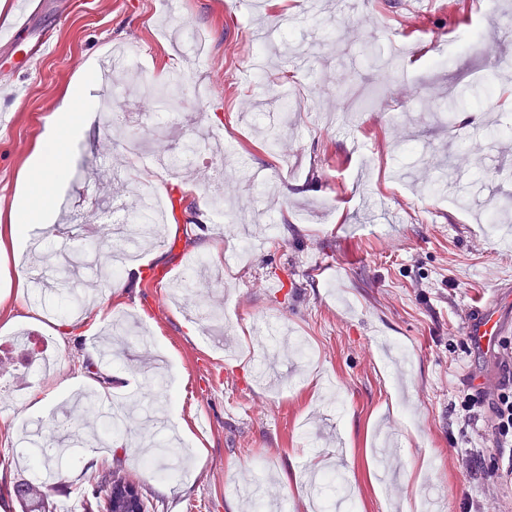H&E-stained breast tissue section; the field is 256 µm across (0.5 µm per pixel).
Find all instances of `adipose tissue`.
<instances>
[{"label": "adipose tissue", "mask_w": 512, "mask_h": 512, "mask_svg": "<svg viewBox=\"0 0 512 512\" xmlns=\"http://www.w3.org/2000/svg\"><path fill=\"white\" fill-rule=\"evenodd\" d=\"M93 108L89 87L82 81L70 87L60 106L49 117L27 173L28 189L16 196L7 223L0 225V249L9 247L15 252H23L28 245V227L32 224L53 232L54 227L41 206V186L46 181L56 190L67 186L66 148L80 138Z\"/></svg>", "instance_id": "adipose-tissue-1"}]
</instances>
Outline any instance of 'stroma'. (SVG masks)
Masks as SVG:
<instances>
[{
  "instance_id": "1",
  "label": "stroma",
  "mask_w": 512,
  "mask_h": 512,
  "mask_svg": "<svg viewBox=\"0 0 512 512\" xmlns=\"http://www.w3.org/2000/svg\"><path fill=\"white\" fill-rule=\"evenodd\" d=\"M71 0L51 55L31 71L0 58V80L27 85L25 99L0 95L14 116L0 128V213L24 185L47 117L84 63L128 57L115 83L111 124L96 119L67 152L68 200L106 205L90 174L113 163L133 198L174 199L144 253L150 270L129 280L115 269L122 243L93 237L88 268L69 312L56 290L19 287L21 266L41 254L72 255L58 224L41 252H0V346L21 332L47 340L55 371L47 400L0 407V512H23L20 484L37 481L22 451L28 423L54 440L74 394L113 402L127 424L104 436L99 413L72 419V445L46 491L48 512H90L88 477L121 464L149 512H323L349 495L348 512H420L434 494L443 512L464 500L497 499L512 512V464L491 434V413L459 406L469 384L502 377L495 348L470 336L467 311L512 322V237L484 223L512 203V35L495 23L512 0ZM482 38L470 43L472 30ZM179 78L176 117L164 118L155 89ZM472 102L443 115L448 90ZM353 101L360 108L341 111ZM216 126L225 156L197 145L162 186L139 178L123 145L177 156L197 125ZM276 139L268 149L266 135ZM206 180L198 182L195 172ZM196 182L198 191L183 186ZM224 196L216 222L212 192ZM220 283L179 290L200 244ZM205 256V255H204ZM134 335L104 377L87 373L91 340L112 326ZM287 329L289 342L259 344V328ZM127 377L109 391L107 378ZM479 454L503 471L484 484L460 465Z\"/></svg>"
}]
</instances>
